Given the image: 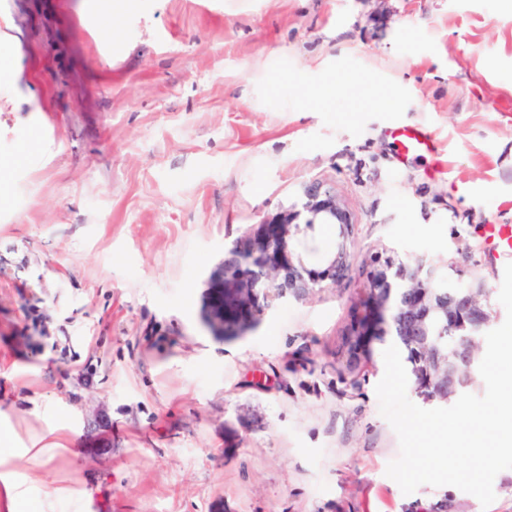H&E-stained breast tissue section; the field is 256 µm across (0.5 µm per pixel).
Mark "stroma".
I'll list each match as a JSON object with an SVG mask.
<instances>
[{
	"label": "stroma",
	"mask_w": 512,
	"mask_h": 512,
	"mask_svg": "<svg viewBox=\"0 0 512 512\" xmlns=\"http://www.w3.org/2000/svg\"><path fill=\"white\" fill-rule=\"evenodd\" d=\"M86 0H0L45 90L0 111L1 465L20 512H512L410 495L375 393L392 337L350 359L375 256L453 264L492 326L512 224V8L503 0H138L93 39ZM440 154L398 165L393 128ZM331 185L352 232L315 225L338 283L241 336L205 323L225 246ZM48 447L43 457L31 448ZM90 490L80 499L78 490Z\"/></svg>",
	"instance_id": "1"
}]
</instances>
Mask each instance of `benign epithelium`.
<instances>
[{
	"instance_id": "benign-epithelium-1",
	"label": "benign epithelium",
	"mask_w": 512,
	"mask_h": 512,
	"mask_svg": "<svg viewBox=\"0 0 512 512\" xmlns=\"http://www.w3.org/2000/svg\"><path fill=\"white\" fill-rule=\"evenodd\" d=\"M316 224H336L344 236L352 226L349 211L322 182L305 185L300 201L267 218L252 238L224 248L206 315L215 333L241 336L276 302L348 276L343 244L326 257L323 270L308 267L307 237ZM482 295V288L449 278L423 258L377 257L352 335L363 348L381 336L399 337L410 352L415 394L425 404L448 406L471 384L478 338L491 322ZM447 335L456 340L450 351L433 341Z\"/></svg>"
}]
</instances>
